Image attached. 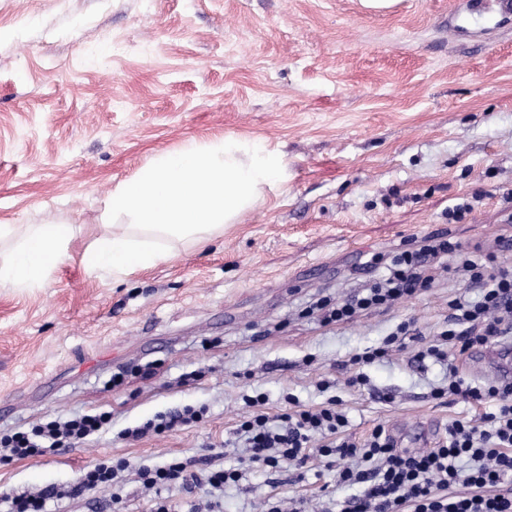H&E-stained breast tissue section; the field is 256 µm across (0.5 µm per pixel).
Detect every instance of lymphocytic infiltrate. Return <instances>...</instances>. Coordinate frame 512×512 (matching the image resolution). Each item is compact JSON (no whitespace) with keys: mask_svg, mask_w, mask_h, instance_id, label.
I'll return each mask as SVG.
<instances>
[{"mask_svg":"<svg viewBox=\"0 0 512 512\" xmlns=\"http://www.w3.org/2000/svg\"><path fill=\"white\" fill-rule=\"evenodd\" d=\"M444 259L452 260L456 276L466 287L479 289L481 298L473 301L462 295L452 300L447 329L418 350L416 360L442 362L451 350L465 352L512 337V270L492 269L490 258L473 255L454 236L444 233L428 236L416 248L373 256V263L384 264L387 270L382 280L367 281L360 292L334 303L318 301L315 308L322 323L330 325L395 304L428 287L433 280L432 267ZM448 394L469 402L491 400L496 410L480 425L464 418L452 420L438 447L430 450L400 447L395 436L381 425L360 442L340 437L347 420L333 401L319 408H298L268 416L263 410L266 398L261 393L247 396L252 412L241 421L236 435L251 466L278 471L291 462L306 463L309 444L315 437L322 440L320 456L356 461V468L336 474L338 483L357 488L356 494L343 501L341 512H512V493L497 490L512 477V384L471 386L452 371L447 388L434 392L438 398ZM110 421L107 412L82 414L1 435L0 463L76 447ZM463 456L473 463L464 478L469 492L452 495L448 489L459 477L456 461ZM194 465V460L188 459L139 469L143 487L160 494L155 512H171L162 493L176 484L187 485L194 477ZM127 467V461L120 458L87 470L71 486L13 493L7 498L9 512H49L50 503L115 482Z\"/></svg>","mask_w":512,"mask_h":512,"instance_id":"1","label":"lymphocytic infiltrate"}]
</instances>
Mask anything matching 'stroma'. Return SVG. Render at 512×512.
<instances>
[{"instance_id": "35a3bbf8", "label": "stroma", "mask_w": 512, "mask_h": 512, "mask_svg": "<svg viewBox=\"0 0 512 512\" xmlns=\"http://www.w3.org/2000/svg\"><path fill=\"white\" fill-rule=\"evenodd\" d=\"M224 135L284 154L263 199L168 262L89 275L81 258L112 222L115 184L156 153ZM465 199L472 210L449 224ZM48 220L75 228L62 264L44 287L0 289V433L102 409L112 426L0 464V512L15 492L72 484L113 458L131 464L116 484L54 512H154L136 467H238L231 439L257 392L272 416L289 396L304 408L333 398L352 440L381 424L402 447H435L450 419L492 410L431 396L449 366L483 386L491 364L413 358L448 325L463 292L453 272L349 322L303 311L352 293L362 263L400 243L449 231L483 256L512 239V19L471 0H0V225ZM404 322L406 349L349 386L352 357ZM187 407L202 421L121 437ZM354 492L313 454L216 494L201 482L167 497L174 512L212 498L219 512H264L271 499L320 512Z\"/></svg>"}]
</instances>
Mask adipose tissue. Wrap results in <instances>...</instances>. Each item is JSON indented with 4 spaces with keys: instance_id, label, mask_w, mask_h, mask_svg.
Returning <instances> with one entry per match:
<instances>
[{
    "instance_id": "1",
    "label": "adipose tissue",
    "mask_w": 512,
    "mask_h": 512,
    "mask_svg": "<svg viewBox=\"0 0 512 512\" xmlns=\"http://www.w3.org/2000/svg\"><path fill=\"white\" fill-rule=\"evenodd\" d=\"M283 167L260 142L232 136L154 155L113 188L106 208L117 223L84 255L85 270L120 280L169 261L157 236L193 241L236 223ZM71 231L68 224H30L19 235L14 225H0V243L9 244L0 250V288L44 287Z\"/></svg>"
}]
</instances>
